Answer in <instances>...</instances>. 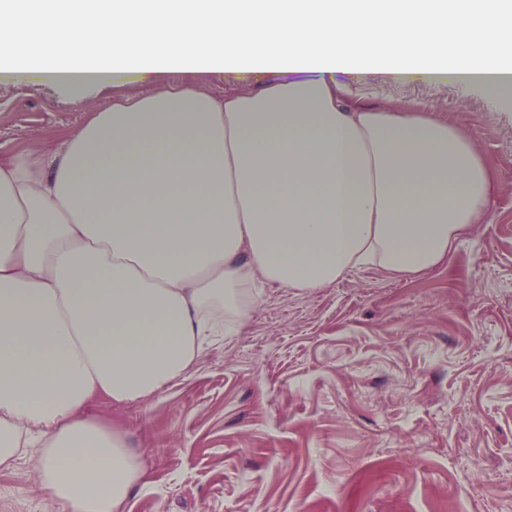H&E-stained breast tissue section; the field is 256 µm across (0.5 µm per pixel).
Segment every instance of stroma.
<instances>
[{
	"label": "stroma",
	"mask_w": 512,
	"mask_h": 512,
	"mask_svg": "<svg viewBox=\"0 0 512 512\" xmlns=\"http://www.w3.org/2000/svg\"><path fill=\"white\" fill-rule=\"evenodd\" d=\"M184 79L128 70L79 98L0 87V145L53 144L96 105ZM273 79L200 82L224 94ZM354 93L466 130L500 175L488 222L417 276L363 268L318 291L266 289L184 380L142 404L92 402L145 460L126 512H512V100L387 75ZM0 512H52L29 461L0 468Z\"/></svg>",
	"instance_id": "35a3bbf8"
}]
</instances>
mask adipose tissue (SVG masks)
Segmentation results:
<instances>
[{"label": "adipose tissue", "instance_id": "ef3b65f1", "mask_svg": "<svg viewBox=\"0 0 512 512\" xmlns=\"http://www.w3.org/2000/svg\"><path fill=\"white\" fill-rule=\"evenodd\" d=\"M26 48L77 96L117 69L277 76L166 84L0 152V466L33 459L56 512H124L146 484L92 401L184 379L261 289L418 275L488 219L499 175L468 133L341 77L464 73L512 99V0H0V60ZM277 79L272 72L227 70L202 75L198 80L208 90L218 94L236 92L243 87H260Z\"/></svg>", "mask_w": 512, "mask_h": 512}]
</instances>
